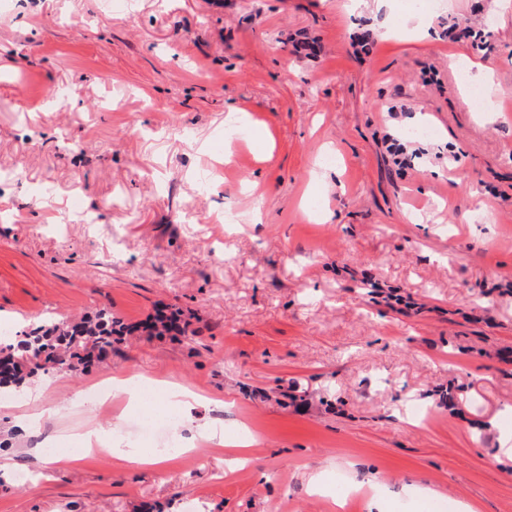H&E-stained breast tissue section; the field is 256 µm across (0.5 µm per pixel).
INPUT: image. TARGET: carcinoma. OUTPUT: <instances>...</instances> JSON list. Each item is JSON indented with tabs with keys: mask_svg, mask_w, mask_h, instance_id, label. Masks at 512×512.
<instances>
[{
	"mask_svg": "<svg viewBox=\"0 0 512 512\" xmlns=\"http://www.w3.org/2000/svg\"><path fill=\"white\" fill-rule=\"evenodd\" d=\"M191 318L181 310L159 307L140 325H128L108 307H102L78 321L67 322L48 317L41 324L19 334L16 339L0 341V356L9 359L0 377V388L19 390L39 373L77 371L100 360L128 336L141 332L147 336H180L192 339Z\"/></svg>",
	"mask_w": 512,
	"mask_h": 512,
	"instance_id": "cac0c4a2",
	"label": "carcinoma"
}]
</instances>
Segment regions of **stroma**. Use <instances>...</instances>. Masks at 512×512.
<instances>
[{
	"label": "stroma",
	"instance_id": "35a3bbf8",
	"mask_svg": "<svg viewBox=\"0 0 512 512\" xmlns=\"http://www.w3.org/2000/svg\"><path fill=\"white\" fill-rule=\"evenodd\" d=\"M11 0L0 9V320L191 311L0 403V512H512V107L464 109L451 57L512 88V5L443 0ZM468 19L483 48L441 32ZM392 29L363 53L358 40ZM246 121L229 124L230 116ZM428 126L433 136L407 130ZM336 165H324L326 155ZM244 215L222 220L225 210ZM137 371L255 443L183 466L81 447L90 385ZM159 400L97 415L145 452ZM30 469L28 484L16 479ZM321 474L323 492L309 480ZM160 387L161 398L168 404L192 408L199 401L205 400V398L194 391L190 390L180 382L171 379H164L157 381Z\"/></svg>",
	"mask_w": 512,
	"mask_h": 512
}]
</instances>
